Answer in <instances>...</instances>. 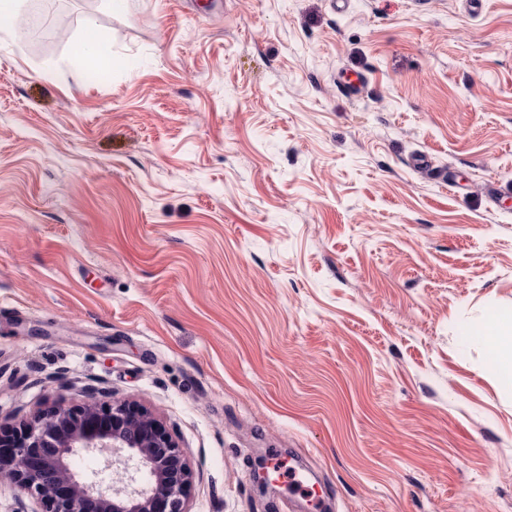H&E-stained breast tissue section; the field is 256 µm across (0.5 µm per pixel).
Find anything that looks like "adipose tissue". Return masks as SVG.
Instances as JSON below:
<instances>
[{"instance_id":"obj_1","label":"adipose tissue","mask_w":512,"mask_h":512,"mask_svg":"<svg viewBox=\"0 0 512 512\" xmlns=\"http://www.w3.org/2000/svg\"><path fill=\"white\" fill-rule=\"evenodd\" d=\"M469 340L491 360L498 385L512 392V312H493L477 325Z\"/></svg>"}]
</instances>
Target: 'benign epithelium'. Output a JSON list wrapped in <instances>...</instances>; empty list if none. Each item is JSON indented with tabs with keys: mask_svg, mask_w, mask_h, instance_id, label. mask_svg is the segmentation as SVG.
Returning a JSON list of instances; mask_svg holds the SVG:
<instances>
[{
	"mask_svg": "<svg viewBox=\"0 0 512 512\" xmlns=\"http://www.w3.org/2000/svg\"><path fill=\"white\" fill-rule=\"evenodd\" d=\"M0 475L35 499V512H190L192 471L164 423L126 400L57 403L9 428L0 427ZM98 455L112 489L72 464Z\"/></svg>",
	"mask_w": 512,
	"mask_h": 512,
	"instance_id": "benign-epithelium-1",
	"label": "benign epithelium"
}]
</instances>
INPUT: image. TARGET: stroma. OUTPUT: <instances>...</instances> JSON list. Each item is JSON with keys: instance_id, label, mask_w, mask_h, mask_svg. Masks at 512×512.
<instances>
[{"instance_id": "stroma-1", "label": "stroma", "mask_w": 512, "mask_h": 512, "mask_svg": "<svg viewBox=\"0 0 512 512\" xmlns=\"http://www.w3.org/2000/svg\"><path fill=\"white\" fill-rule=\"evenodd\" d=\"M63 2L0 42V424L137 402L190 512H283L275 452L326 512H512L464 341L512 310V0ZM104 43L105 39L94 19L87 18L74 45L76 59L106 69L109 66V60L104 51Z\"/></svg>"}]
</instances>
